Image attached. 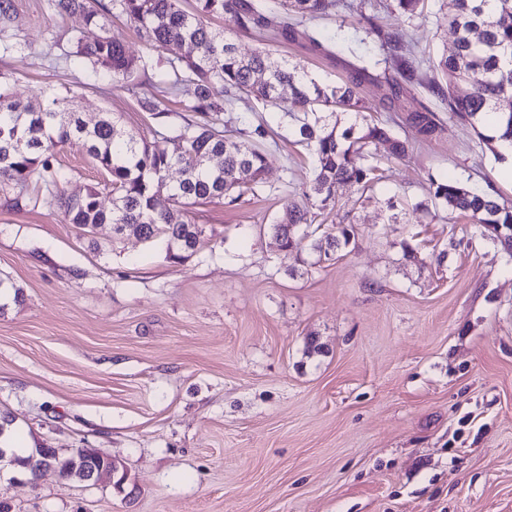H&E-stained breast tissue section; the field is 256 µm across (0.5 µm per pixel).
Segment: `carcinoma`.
Returning a JSON list of instances; mask_svg holds the SVG:
<instances>
[{
    "instance_id": "cac0c4a2",
    "label": "carcinoma",
    "mask_w": 512,
    "mask_h": 512,
    "mask_svg": "<svg viewBox=\"0 0 512 512\" xmlns=\"http://www.w3.org/2000/svg\"><path fill=\"white\" fill-rule=\"evenodd\" d=\"M107 9L100 0H50L60 14H78L85 26L98 34L71 41L65 60L87 64L100 75L121 80L134 92L156 71L164 77L160 93L136 97L139 108L156 118L173 111L192 112L162 136L177 144L173 151L129 133L120 119L102 114L85 120L73 107L76 92L48 93L36 103L12 99L0 89V188L27 186L38 175L45 190L58 196L69 174L59 165L56 149L73 140L82 142L96 166L108 178L112 208L102 206L100 191L90 187L78 197L60 200L65 221L83 232L96 224L127 226L146 240L162 238L175 248V259H184L204 242L202 225L188 217V209L203 201L222 200L235 206L263 191L267 162L264 143L268 125L225 114L242 108L264 112L273 107L292 120L295 143L314 158L312 179L302 195L305 203H288L272 224V232L284 250L300 249L308 238L302 226L315 221L312 209L326 207L336 185L365 190L381 178L383 159L406 160L411 156L407 140L394 136L386 124L371 115L360 96L363 80L372 77L365 66H352L351 78L342 84L318 82L298 64L284 60L272 65L269 50L243 54L224 32L211 28L208 19L224 16L239 31L259 34L268 43L303 40L325 56L334 48L323 44L304 21L337 15L348 8L347 0H282L266 9L257 0H111ZM426 0H375L371 7L409 20L425 17ZM448 26L457 34L453 47L432 62L436 72L430 89L448 102V118L469 123L489 144L512 145V0H452ZM125 16L144 37L148 51L135 56L109 35L106 14ZM380 43L381 75L393 84L391 73L407 80L417 77L421 58L412 40L390 32L366 17ZM189 45L192 50L175 54ZM191 99H179L183 89ZM351 124L338 130L340 117ZM408 124L424 139L443 130L442 118L423 106L407 115ZM181 172L169 185L165 173ZM167 191L176 205L160 209L156 198ZM429 193L436 204L454 214H464L483 228L481 235L499 241L512 251V207L477 193L457 180L433 181ZM339 246L326 235L309 243V249L329 255ZM57 473L64 480L84 481L86 457L80 448L56 455ZM103 480L119 484L126 476L117 460H98Z\"/></svg>"
}]
</instances>
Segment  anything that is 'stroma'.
<instances>
[{
  "label": "stroma",
  "mask_w": 512,
  "mask_h": 512,
  "mask_svg": "<svg viewBox=\"0 0 512 512\" xmlns=\"http://www.w3.org/2000/svg\"><path fill=\"white\" fill-rule=\"evenodd\" d=\"M349 3L348 18L312 22L335 58L282 42L272 62L331 83L372 65L366 0ZM13 4L10 39L25 49L0 53V87L15 99L70 88L86 120L109 112L150 140L182 123L66 63L79 15ZM451 8L427 0L425 18L385 24L435 58L455 40ZM360 91L399 136L423 105L447 122L372 190L337 185L312 229L351 238L327 257L273 236L289 202L279 187L305 190L313 167L273 110L266 192L193 208L206 238L180 261L108 225L83 234L39 179L0 190V418L19 446L96 448L128 474L118 490L7 467L10 512H512V252L450 223L428 194L431 180L455 179L510 207L512 160L418 81ZM56 157L67 193L95 186L111 206L81 144ZM312 338L324 352L307 354Z\"/></svg>",
  "instance_id": "35a3bbf8"
}]
</instances>
